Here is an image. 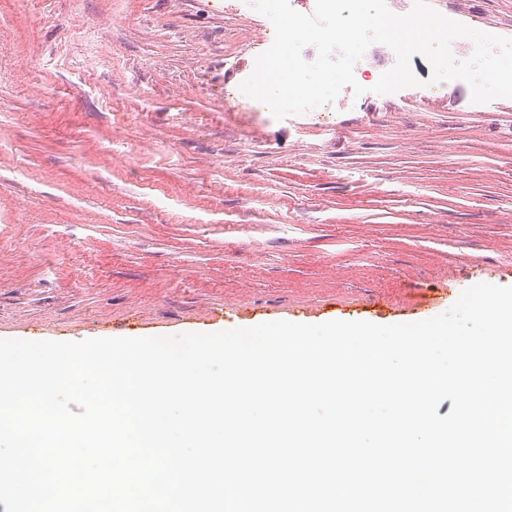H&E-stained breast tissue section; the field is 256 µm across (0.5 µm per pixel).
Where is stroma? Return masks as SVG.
Instances as JSON below:
<instances>
[{"label":"stroma","mask_w":512,"mask_h":512,"mask_svg":"<svg viewBox=\"0 0 512 512\" xmlns=\"http://www.w3.org/2000/svg\"><path fill=\"white\" fill-rule=\"evenodd\" d=\"M512 37V0H429ZM249 0H0V339L430 319L512 286V99L393 94L372 44L334 102L240 90Z\"/></svg>","instance_id":"35a3bbf8"}]
</instances>
